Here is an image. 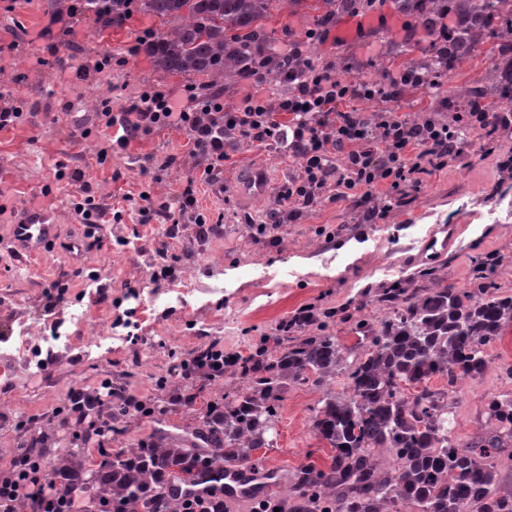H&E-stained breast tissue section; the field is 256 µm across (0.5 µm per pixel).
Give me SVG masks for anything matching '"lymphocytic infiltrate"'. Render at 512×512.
I'll list each match as a JSON object with an SVG mask.
<instances>
[{
    "instance_id": "lymphocytic-infiltrate-1",
    "label": "lymphocytic infiltrate",
    "mask_w": 512,
    "mask_h": 512,
    "mask_svg": "<svg viewBox=\"0 0 512 512\" xmlns=\"http://www.w3.org/2000/svg\"><path fill=\"white\" fill-rule=\"evenodd\" d=\"M383 92L381 80L363 88L313 63L288 98L274 103L250 94L232 111L218 100L194 94L178 108L164 92H145L130 111L106 116L98 131V156L104 159L126 150L136 133L172 127L185 131L191 155L203 166L201 179L208 182L224 171L229 159L224 139L232 133L293 159L299 173L280 188L278 196L288 204H308L326 193L336 200L357 194L368 197L382 184L393 191L416 188L422 174L450 164L471 139L492 141L500 132L512 130V116L499 112L473 116L455 134L432 113L417 121L396 112H379L370 119L353 109L354 101ZM139 199V223H150L159 212L175 225L191 221L197 238L206 237L209 224L199 209L196 187L187 186L173 206L157 203L147 191ZM117 403L137 413L146 412L148 406L147 400L106 378L93 388L73 386L49 419L61 427L80 425L88 447L98 449L112 432V407ZM41 445L37 435L21 440L8 466L0 470V512H15L20 502L31 512H104L74 479L42 473L30 484L17 482V472L33 465Z\"/></svg>"
}]
</instances>
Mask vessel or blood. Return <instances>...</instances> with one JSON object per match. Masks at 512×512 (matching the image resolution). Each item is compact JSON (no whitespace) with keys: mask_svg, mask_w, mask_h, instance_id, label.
Segmentation results:
<instances>
[{"mask_svg":"<svg viewBox=\"0 0 512 512\" xmlns=\"http://www.w3.org/2000/svg\"><path fill=\"white\" fill-rule=\"evenodd\" d=\"M391 22L392 18L388 15L347 18L340 23L337 34L342 38H351L361 32L386 29ZM235 183L241 197H260L269 189V174L264 166H249L242 169ZM13 209L16 217L7 229V255L14 263L23 265L41 257L53 244L59 222L58 213L49 207H26L19 203L14 204ZM274 476L272 469L243 463L227 468L225 484L230 495L256 496L260 491L273 487Z\"/></svg>","mask_w":512,"mask_h":512,"instance_id":"vessel-or-blood-1","label":"vessel or blood"}]
</instances>
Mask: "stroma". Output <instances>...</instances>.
Returning <instances> with one entry per match:
<instances>
[{
  "label": "stroma",
  "instance_id": "35a3bbf8",
  "mask_svg": "<svg viewBox=\"0 0 512 512\" xmlns=\"http://www.w3.org/2000/svg\"><path fill=\"white\" fill-rule=\"evenodd\" d=\"M33 2L0 0V46L9 49L0 58V109L21 115L10 129L0 130V198L47 203L60 217L55 242L35 267L0 261V326H22L29 335H41L54 315L51 287L63 281L70 285L71 301L82 302L102 320L128 315L137 335L87 358L78 347L62 355L46 353L40 368L22 363L14 379L0 377V386L8 385L18 395L11 408L0 410V467L10 461L29 426H42L75 384L94 387L108 378L116 386L157 397L156 380L170 376L178 357L215 341L223 343L225 352L247 355L261 337L278 335L280 325L303 307H313L318 315L332 312L329 333L356 356L367 344L357 322L363 319L374 327L387 316L378 297L393 282L426 288L430 280L422 273L431 270L444 284L466 288L475 259L492 254L498 259L492 279L500 292L512 295V172L497 163L498 153L512 152V134L507 132L491 146L476 140L472 150L443 170L422 175L419 188L394 200L376 223H369L366 215L379 206V196L337 202L322 197L297 206L275 230L257 237L250 234L251 223L280 209L278 190L297 166L269 150L229 139L224 143L230 159L223 179L198 186L201 211L213 224L206 239H196L191 224L181 225L171 239L163 216L140 225L127 216L122 223L105 225L100 246L73 254L72 245L84 235L76 205L85 192L117 207L145 190L173 203L199 175V161L189 154L182 131L137 134L125 151L101 162L95 138L80 139L81 128H96L99 113L128 111L146 91L159 90L186 102L193 81L157 73L141 50L140 39L160 26L150 14L135 13L124 30L100 35L91 19L76 22L47 14ZM270 25L277 30L278 54L299 47L314 63L345 79L384 77L380 62L391 47L414 46L418 57L432 50L431 35L404 14L387 31L352 42L337 39V25L330 22L327 38L311 41L306 32L318 25L315 11L279 0ZM488 53V47H481L439 87L411 90L390 83L385 98L361 99L355 107L368 116L387 109L410 119L422 112L447 119L472 88L483 84ZM73 101L93 102L97 109L72 124L65 114ZM144 158L157 175L149 184L134 171L135 160ZM252 163L265 164L272 175L269 193L255 201L240 197L234 188L237 173ZM354 242L364 246L355 259L347 251ZM163 243L175 257L177 281L204 286L219 276L223 292L191 298L185 305H152L149 280ZM307 259L317 263V271L304 268ZM93 271L108 286L111 305L98 304L92 294ZM128 283L139 286V298L127 297ZM489 356L488 373L466 381L453 397L454 436L462 444L484 423L490 398L512 395V380L504 375L512 366V328L490 348ZM346 386L342 375L324 390L286 385L277 439L257 453L276 473L270 496L283 495L306 461L330 464L329 444L312 431V410L324 391L341 395ZM159 434L190 438L184 411L131 416L111 446L133 448Z\"/></svg>",
  "mask_w": 512,
  "mask_h": 512
}]
</instances>
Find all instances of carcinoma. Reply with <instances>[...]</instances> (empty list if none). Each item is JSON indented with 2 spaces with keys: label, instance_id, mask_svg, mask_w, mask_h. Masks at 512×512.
<instances>
[{
  "label": "carcinoma",
  "instance_id": "carcinoma-1",
  "mask_svg": "<svg viewBox=\"0 0 512 512\" xmlns=\"http://www.w3.org/2000/svg\"><path fill=\"white\" fill-rule=\"evenodd\" d=\"M275 0H41L45 11L71 17L89 16L97 33L122 30L135 12L161 21V29L143 43L159 73L190 78L208 96L226 78L268 80L292 68L302 72L304 58L274 52L275 29L265 21ZM328 22L342 9L367 11L372 0H314ZM401 10L429 32L439 33L441 20L451 21L446 38L451 55L434 49L420 60L402 62L403 70L430 83L443 64L453 66L471 54L472 42L491 45V55L512 57V0H399ZM512 101V74L489 69L484 85L472 90L463 112H490ZM492 266L475 264L471 287L435 282L432 288L396 286L381 295L388 316L369 330V342L349 359L326 325L306 336L277 337L273 355L263 338L232 368L239 387L232 396L211 400L189 425L194 441L164 435L121 448L94 466L84 448L82 431L69 426L65 437L50 433L39 461L59 473L74 474L96 501L112 502V512H182V501L169 478L213 483L215 496L203 507L220 505L218 494L226 467L254 461L272 446L287 382L323 387L336 375L347 377L349 393L326 392L318 400L311 427L334 450L332 462L300 466L295 484L268 501V512H381L401 499L419 512H512V493L498 491L500 459L512 448V398H493L485 423L462 449L453 436V408L448 387L481 375L489 348L512 326V295H502L488 281ZM445 389L429 388L430 380ZM171 382L159 380V412L176 402L190 408L195 385L181 386L179 399L168 396ZM416 392L406 394L405 388ZM394 461L382 469L375 455Z\"/></svg>",
  "mask_w": 512,
  "mask_h": 512
}]
</instances>
